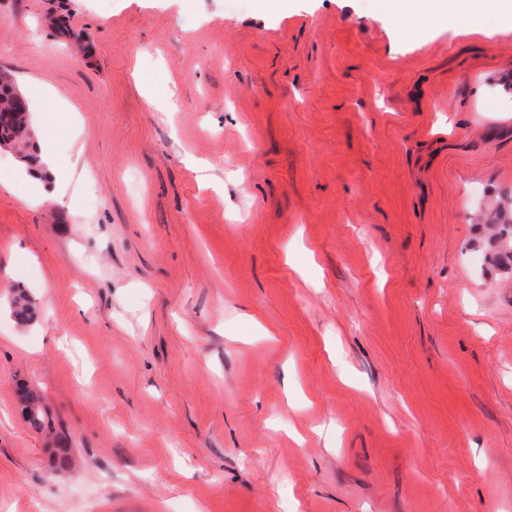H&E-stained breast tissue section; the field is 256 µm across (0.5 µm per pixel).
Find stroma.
<instances>
[{"label": "stroma", "instance_id": "stroma-1", "mask_svg": "<svg viewBox=\"0 0 512 512\" xmlns=\"http://www.w3.org/2000/svg\"><path fill=\"white\" fill-rule=\"evenodd\" d=\"M486 27L0 0V71L74 112L77 158L31 206L0 149V512H512V273L480 242L512 208V31ZM21 413L26 422L35 430L45 427V413L40 403L41 396L30 388H21L18 394Z\"/></svg>", "mask_w": 512, "mask_h": 512}]
</instances>
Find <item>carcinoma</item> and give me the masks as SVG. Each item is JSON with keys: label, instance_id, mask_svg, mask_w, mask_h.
I'll return each mask as SVG.
<instances>
[{"label": "carcinoma", "instance_id": "cac0c4a2", "mask_svg": "<svg viewBox=\"0 0 512 512\" xmlns=\"http://www.w3.org/2000/svg\"><path fill=\"white\" fill-rule=\"evenodd\" d=\"M18 87L3 75L0 77V149L10 148L17 152L18 161L25 167L35 169L39 156L34 151L35 130L30 119L29 108ZM489 244L494 250L495 260L504 268L512 267V223L491 224ZM15 318L25 323L34 315V303L22 288L14 290L11 301ZM21 413L35 430L45 427V413L40 403L41 396L30 388H22L18 394Z\"/></svg>", "mask_w": 512, "mask_h": 512}]
</instances>
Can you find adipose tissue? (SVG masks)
<instances>
[{
    "mask_svg": "<svg viewBox=\"0 0 512 512\" xmlns=\"http://www.w3.org/2000/svg\"><path fill=\"white\" fill-rule=\"evenodd\" d=\"M381 7L388 14L414 23L433 17L448 20L454 17L485 20L497 18L502 23H512V0H381ZM44 177L35 178L31 193L25 203L38 205L59 200L66 185L73 161L63 160L53 148L40 152Z\"/></svg>",
    "mask_w": 512,
    "mask_h": 512,
    "instance_id": "ef3b65f1",
    "label": "adipose tissue"
}]
</instances>
